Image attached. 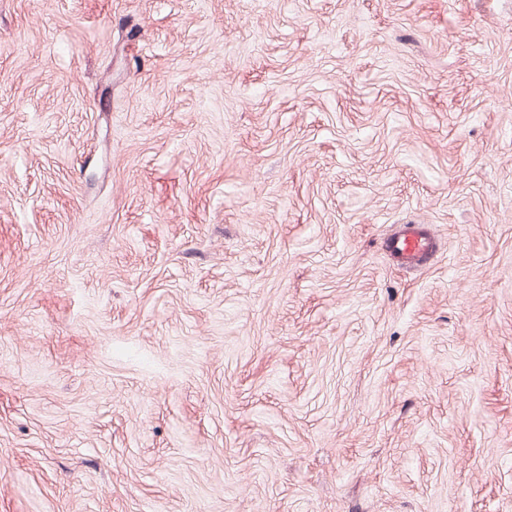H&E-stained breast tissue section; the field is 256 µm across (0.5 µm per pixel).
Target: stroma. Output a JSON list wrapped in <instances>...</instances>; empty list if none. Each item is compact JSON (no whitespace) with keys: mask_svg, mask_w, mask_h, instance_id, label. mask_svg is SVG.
Here are the masks:
<instances>
[{"mask_svg":"<svg viewBox=\"0 0 512 512\" xmlns=\"http://www.w3.org/2000/svg\"><path fill=\"white\" fill-rule=\"evenodd\" d=\"M38 501L512 512V0H0V512ZM385 244L390 255L409 269L422 267L439 250L437 239L422 224H400Z\"/></svg>","mask_w":512,"mask_h":512,"instance_id":"stroma-1","label":"stroma"}]
</instances>
